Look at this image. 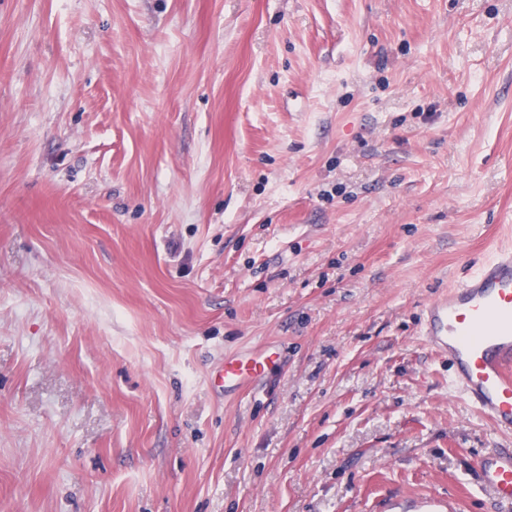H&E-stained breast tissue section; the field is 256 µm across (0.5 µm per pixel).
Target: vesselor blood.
<instances>
[{"label": "vessel or blood", "instance_id": "b4317fda", "mask_svg": "<svg viewBox=\"0 0 512 512\" xmlns=\"http://www.w3.org/2000/svg\"><path fill=\"white\" fill-rule=\"evenodd\" d=\"M426 342L446 356L450 380L499 431L512 434V245H504L462 283L423 308ZM269 352L225 358L215 369L219 386L241 391L277 366ZM481 481L512 504V448H498L477 462Z\"/></svg>", "mask_w": 512, "mask_h": 512}]
</instances>
